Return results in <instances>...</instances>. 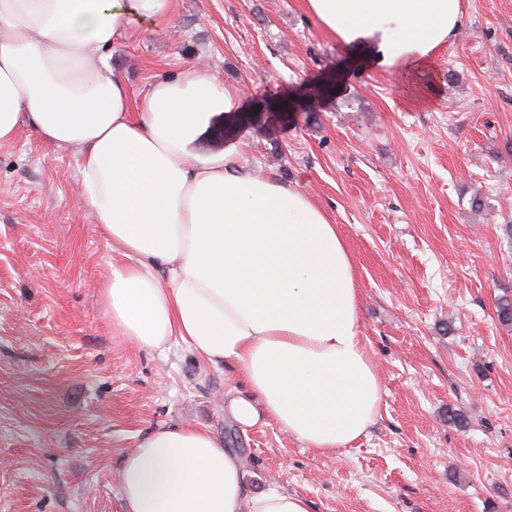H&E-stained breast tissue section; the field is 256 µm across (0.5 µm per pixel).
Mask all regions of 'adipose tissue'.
Here are the masks:
<instances>
[{
	"instance_id": "adipose-tissue-1",
	"label": "adipose tissue",
	"mask_w": 512,
	"mask_h": 512,
	"mask_svg": "<svg viewBox=\"0 0 512 512\" xmlns=\"http://www.w3.org/2000/svg\"><path fill=\"white\" fill-rule=\"evenodd\" d=\"M352 67L420 69L461 25V0H305ZM172 0H0V145L29 128L81 150L79 199L123 257L104 287L115 331L145 350L180 337L241 373L245 426L274 422L330 453L366 434L381 395L361 333L355 268L336 224L298 185L240 166L239 146L195 155L235 88L201 66L133 99L109 50ZM123 512H309L271 486L250 494L203 429L160 427L121 469Z\"/></svg>"
}]
</instances>
